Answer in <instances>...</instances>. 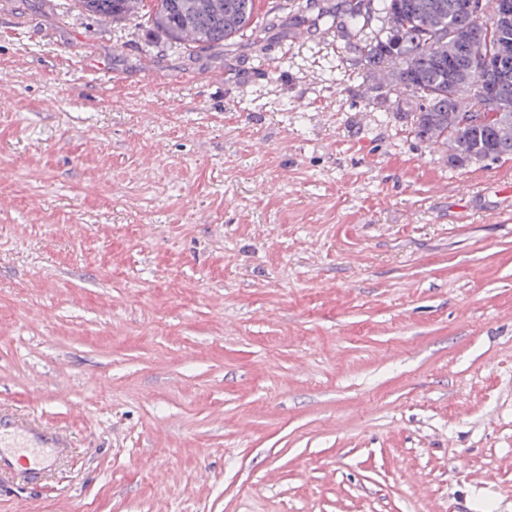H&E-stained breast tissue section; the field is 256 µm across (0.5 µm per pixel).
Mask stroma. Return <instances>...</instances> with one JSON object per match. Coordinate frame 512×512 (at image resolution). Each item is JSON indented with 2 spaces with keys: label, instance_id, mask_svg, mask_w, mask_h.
Listing matches in <instances>:
<instances>
[{
  "label": "stroma",
  "instance_id": "35a3bbf8",
  "mask_svg": "<svg viewBox=\"0 0 512 512\" xmlns=\"http://www.w3.org/2000/svg\"><path fill=\"white\" fill-rule=\"evenodd\" d=\"M349 4L0 0V416L69 441L0 512H512V160L415 140ZM79 11L112 22L148 14L152 25L177 45L222 49L258 23L255 0H75Z\"/></svg>",
  "mask_w": 512,
  "mask_h": 512
}]
</instances>
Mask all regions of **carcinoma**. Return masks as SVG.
<instances>
[{"instance_id":"carcinoma-1","label":"carcinoma","mask_w":512,"mask_h":512,"mask_svg":"<svg viewBox=\"0 0 512 512\" xmlns=\"http://www.w3.org/2000/svg\"><path fill=\"white\" fill-rule=\"evenodd\" d=\"M79 11L112 22L144 12L177 45L198 51L222 49L258 23L255 0H75ZM381 18L374 36L359 45L369 74L386 75L387 94L405 102L410 133L448 149L451 167L512 159V65L506 97L481 94L500 79L497 58L512 57V23L499 26L477 75L472 57L458 46L471 27L465 0H364L348 13L362 29Z\"/></svg>"}]
</instances>
